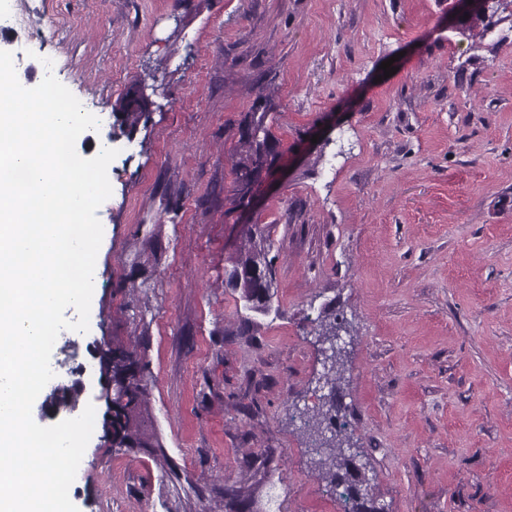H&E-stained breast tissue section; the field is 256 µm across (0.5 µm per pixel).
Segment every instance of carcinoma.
Returning <instances> with one entry per match:
<instances>
[{
  "mask_svg": "<svg viewBox=\"0 0 512 512\" xmlns=\"http://www.w3.org/2000/svg\"><path fill=\"white\" fill-rule=\"evenodd\" d=\"M153 101L140 87H133L112 105V111L121 112L130 124L150 111ZM273 110L271 100L266 98L260 106H252L239 124V130L251 129L252 136L240 135L242 153L235 164L234 201L240 207L251 203L253 191L264 177L275 170L279 156L274 153L276 139L272 133L269 115ZM269 242L266 229L254 225L247 233L245 243L230 257L229 267L225 269L227 287L239 293L238 300L246 311L266 313L271 308L270 289L274 279L272 261L266 259L264 244ZM338 322L320 324V336L329 343L330 354L325 357V383L330 385V392L323 396L317 416L305 420L312 431V450L317 454H328L331 460L323 472L330 489L339 497L351 503L348 512H376L368 506V499L356 485L349 480V466L353 455L336 454L337 430H331L330 437H325L321 430L322 422L336 425V381L340 379L339 361L341 356L333 333ZM100 373L105 378L112 393L105 400L104 438L111 445L122 447L149 448L151 453L165 456L162 445L150 442L142 436L138 427L141 409L146 406L147 387L144 379L145 367L134 350L110 347L101 352Z\"/></svg>",
  "mask_w": 512,
  "mask_h": 512,
  "instance_id": "1",
  "label": "carcinoma"
}]
</instances>
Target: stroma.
Masks as SVG:
<instances>
[{"mask_svg": "<svg viewBox=\"0 0 512 512\" xmlns=\"http://www.w3.org/2000/svg\"><path fill=\"white\" fill-rule=\"evenodd\" d=\"M15 4L19 82L56 59L99 120L77 154L117 152L89 329L51 355L95 409L79 512H345L288 419L321 405L338 315L341 442L380 512H512V22L448 27L456 0ZM135 83L154 106L131 131L112 106ZM262 93L289 166L243 211L238 124ZM251 224L275 294L241 336L224 267ZM109 344L148 365L140 429L165 458L103 437Z\"/></svg>", "mask_w": 512, "mask_h": 512, "instance_id": "obj_1", "label": "stroma"}]
</instances>
